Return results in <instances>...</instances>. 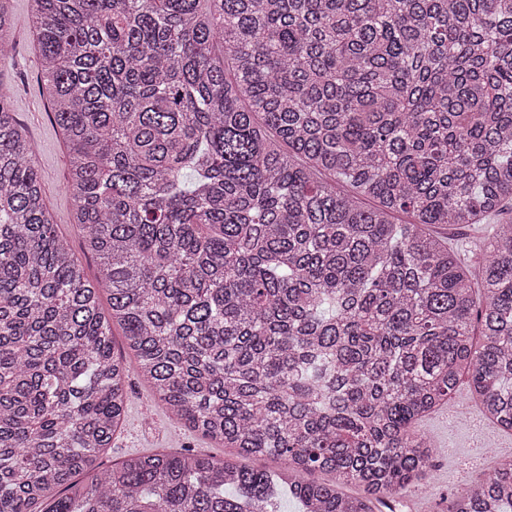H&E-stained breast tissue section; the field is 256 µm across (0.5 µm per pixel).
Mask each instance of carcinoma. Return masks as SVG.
Here are the masks:
<instances>
[{"label":"carcinoma","instance_id":"obj_1","mask_svg":"<svg viewBox=\"0 0 512 512\" xmlns=\"http://www.w3.org/2000/svg\"><path fill=\"white\" fill-rule=\"evenodd\" d=\"M31 2L98 276L0 83V512H372L433 468L417 423L464 377L512 431V0ZM489 220L474 283L433 229ZM132 370L283 470L188 451L79 483ZM444 512H512V459Z\"/></svg>","mask_w":512,"mask_h":512}]
</instances>
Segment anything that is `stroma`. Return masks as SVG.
<instances>
[{"label": "stroma", "instance_id": "35a3bbf8", "mask_svg": "<svg viewBox=\"0 0 512 512\" xmlns=\"http://www.w3.org/2000/svg\"><path fill=\"white\" fill-rule=\"evenodd\" d=\"M30 0L13 2V38L0 60V81L14 88L17 117L37 146V164L42 175L48 210L57 230L82 262L88 278H96L97 266L84 249L81 231L74 222V206L64 190L67 151L63 134L55 124L41 93L37 36ZM467 387L441 410L419 422L418 428L436 449L435 467L426 478V490L384 501L376 512H442L449 498L470 489L479 478L491 474L512 457V433L488 427L478 433L471 423L457 420L469 404ZM192 451L202 455L232 458L231 449L217 445L170 418L137 375H130L124 422L112 438V446L100 460L104 467L120 464L131 456L158 452Z\"/></svg>", "mask_w": 512, "mask_h": 512}]
</instances>
